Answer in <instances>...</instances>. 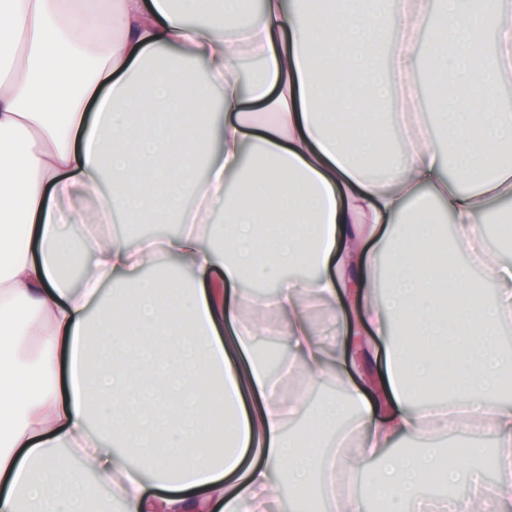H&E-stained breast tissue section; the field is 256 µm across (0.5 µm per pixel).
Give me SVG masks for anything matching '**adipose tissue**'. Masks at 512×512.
Masks as SVG:
<instances>
[{"label": "adipose tissue", "instance_id": "adipose-tissue-1", "mask_svg": "<svg viewBox=\"0 0 512 512\" xmlns=\"http://www.w3.org/2000/svg\"><path fill=\"white\" fill-rule=\"evenodd\" d=\"M306 2L0 0V512H300L303 489L326 512L383 489L390 512H512V262L482 234L512 194L494 102L512 0L329 24ZM244 55L262 66L243 81ZM422 69L457 72L435 107L448 146L409 111L400 159L369 177L388 144L364 108ZM446 220L454 248L426 269ZM123 221L177 230L132 240ZM265 329L288 347L274 373ZM327 384L317 427L289 431ZM474 429L494 479L484 449L437 446ZM439 477L466 496L426 495Z\"/></svg>", "mask_w": 512, "mask_h": 512}]
</instances>
